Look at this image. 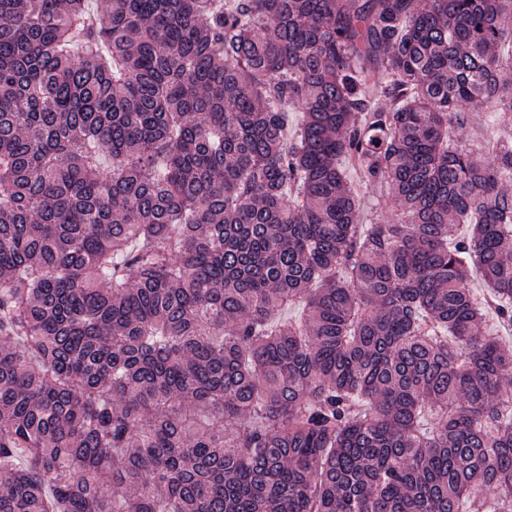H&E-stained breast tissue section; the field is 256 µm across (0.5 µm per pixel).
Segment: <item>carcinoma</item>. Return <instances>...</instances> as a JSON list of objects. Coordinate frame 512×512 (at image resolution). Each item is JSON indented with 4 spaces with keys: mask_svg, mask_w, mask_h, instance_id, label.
<instances>
[{
    "mask_svg": "<svg viewBox=\"0 0 512 512\" xmlns=\"http://www.w3.org/2000/svg\"><path fill=\"white\" fill-rule=\"evenodd\" d=\"M91 2L0 0V512H512V0ZM469 119L467 123L459 128L458 136L463 141L482 140L486 131L482 124V108L480 106H472L467 110Z\"/></svg>",
    "mask_w": 512,
    "mask_h": 512,
    "instance_id": "obj_1",
    "label": "carcinoma"
}]
</instances>
